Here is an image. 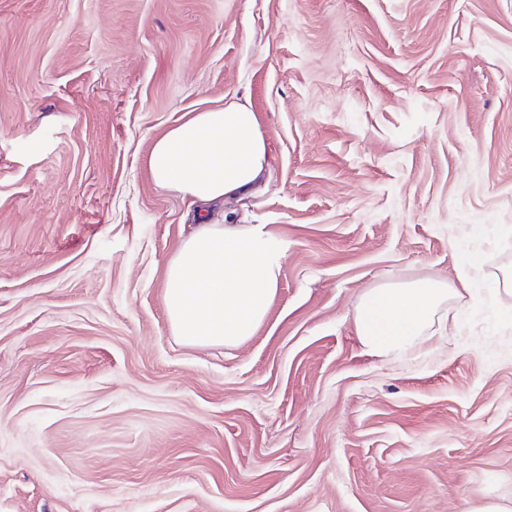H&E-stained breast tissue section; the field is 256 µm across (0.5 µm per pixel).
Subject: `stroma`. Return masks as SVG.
<instances>
[{
  "mask_svg": "<svg viewBox=\"0 0 512 512\" xmlns=\"http://www.w3.org/2000/svg\"><path fill=\"white\" fill-rule=\"evenodd\" d=\"M244 101L253 336L172 335L154 142ZM512 0H0V512H463L512 499ZM481 260L462 283L467 255ZM454 293L375 356L361 294Z\"/></svg>",
  "mask_w": 512,
  "mask_h": 512,
  "instance_id": "35a3bbf8",
  "label": "stroma"
}]
</instances>
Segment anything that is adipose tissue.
Listing matches in <instances>:
<instances>
[{"mask_svg": "<svg viewBox=\"0 0 512 512\" xmlns=\"http://www.w3.org/2000/svg\"><path fill=\"white\" fill-rule=\"evenodd\" d=\"M270 167L258 118L246 104L188 114L153 145L155 184L189 199L196 222L167 263L170 328L192 346H237L264 321L279 284L282 254L262 225L239 223L232 201L249 197ZM225 204L210 222L209 205ZM447 283L420 278L364 292L354 315L362 345L387 355L414 347L434 324L448 320Z\"/></svg>", "mask_w": 512, "mask_h": 512, "instance_id": "obj_1", "label": "adipose tissue"}]
</instances>
